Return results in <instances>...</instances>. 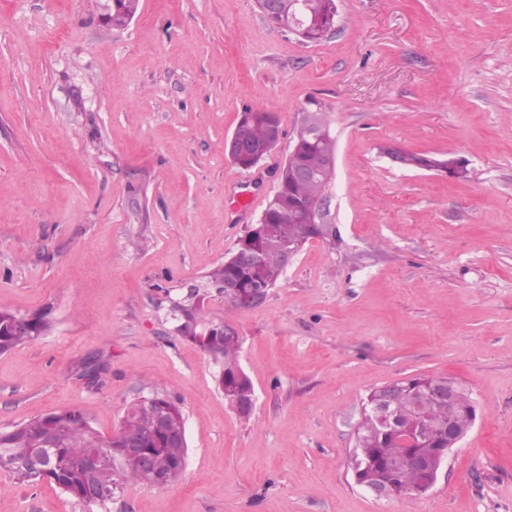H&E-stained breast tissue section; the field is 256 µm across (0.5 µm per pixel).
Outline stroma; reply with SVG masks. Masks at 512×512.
<instances>
[{"instance_id": "1", "label": "stroma", "mask_w": 512, "mask_h": 512, "mask_svg": "<svg viewBox=\"0 0 512 512\" xmlns=\"http://www.w3.org/2000/svg\"><path fill=\"white\" fill-rule=\"evenodd\" d=\"M107 6L0 0V310L52 321L0 355V428L75 409L108 436L158 393L186 464L103 505L0 474V512H512V0H336L318 43L256 0H140L123 26ZM256 107L281 138L242 169L225 143ZM315 111L336 142L333 236L261 305L209 304L241 336L244 420L170 302L258 222ZM389 146L469 174L397 166ZM422 376L460 382L476 420L427 493L376 498L349 467L363 404Z\"/></svg>"}]
</instances>
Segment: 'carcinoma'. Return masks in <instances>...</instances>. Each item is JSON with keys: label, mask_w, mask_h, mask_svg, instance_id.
<instances>
[{"label": "carcinoma", "mask_w": 512, "mask_h": 512, "mask_svg": "<svg viewBox=\"0 0 512 512\" xmlns=\"http://www.w3.org/2000/svg\"><path fill=\"white\" fill-rule=\"evenodd\" d=\"M290 0H281L283 17L272 20L276 26L289 29H306L305 40L318 42L323 38L322 28L311 24V15L328 13L327 0H306L307 9L299 13L289 5ZM139 0H113L112 23L125 24L127 17L135 16ZM238 124L247 136L259 143L269 140L266 111L249 109L240 116ZM336 142L333 138L317 140L309 132L307 124L298 130L286 163L280 170L276 198L271 206L268 222L260 232L248 240L261 253V264L256 269L247 268L230 256L224 264L205 276L197 286L203 297L195 304L176 302L172 312L179 323L189 319L202 330L198 344L205 352L214 351V361L222 365L218 386L224 393V401L231 404L233 398L254 388L251 378L240 363L241 343L230 337L218 335L226 321L210 318L208 302L212 294L224 300V314L243 308L239 296L224 292V283L236 282L243 288H263L266 291L278 287L285 273L277 262L281 250L299 242L306 243L300 206L314 203L326 196L330 179L320 175L325 164L335 158ZM304 164L310 175L298 180L291 174L292 168ZM23 317L10 311L0 310V354L18 345L38 339L51 328L46 316L32 318L31 332L23 335L16 325ZM422 378L416 377L396 383L398 394L391 410L403 425L423 427L428 422L424 441L412 446L405 445L401 437L376 424L375 414L370 412L371 403L380 389L370 392L365 405L367 418L357 432L351 468L358 486H363L371 477L388 480L396 496L416 498L426 493L430 476L420 466L418 458H435L439 448L448 446L447 425L456 423L465 432L471 428V393L462 390L454 401H436L425 398L420 386ZM170 407L177 415L176 426L184 425L180 409L166 398L154 394L133 402L126 411L120 428L105 438L96 432L87 418L74 410H63L45 417L34 418L9 430H0V473L9 475L19 484H35L47 480L63 492L85 500L88 481L79 463L92 453L102 454L110 463L99 475V482L108 485V495L100 500L104 504L112 500L116 490L128 483L154 485L153 474L139 469L133 462L124 459L122 448L126 441L145 431L162 407ZM146 447L155 449L154 467L158 474L181 473L187 454L166 447L162 439L152 440ZM36 452L43 453L51 461V469L37 472L27 467L28 459Z\"/></svg>", "instance_id": "obj_1"}]
</instances>
